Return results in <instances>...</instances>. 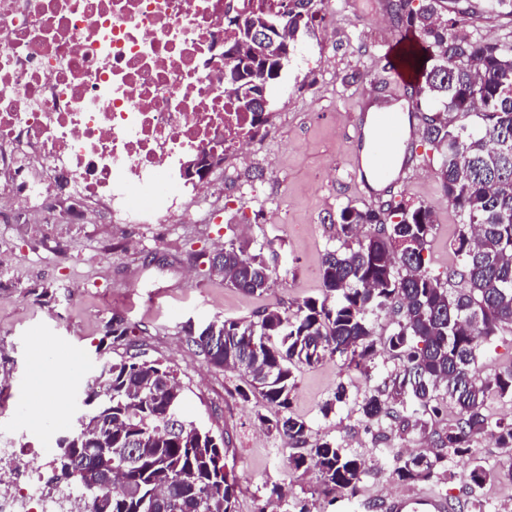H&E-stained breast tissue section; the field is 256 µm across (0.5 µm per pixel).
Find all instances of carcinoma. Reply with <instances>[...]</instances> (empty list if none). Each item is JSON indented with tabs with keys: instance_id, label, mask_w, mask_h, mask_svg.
Segmentation results:
<instances>
[{
	"instance_id": "obj_1",
	"label": "carcinoma",
	"mask_w": 512,
	"mask_h": 512,
	"mask_svg": "<svg viewBox=\"0 0 512 512\" xmlns=\"http://www.w3.org/2000/svg\"><path fill=\"white\" fill-rule=\"evenodd\" d=\"M396 26L420 38L407 63L420 72L411 89L422 137L438 163L440 188L456 210L460 229L451 242L458 264L445 277L427 271L425 251L436 226L427 206L400 201L378 208L346 205L336 211L342 238L321 264L322 296L309 298L290 313L266 307L249 321L216 320L184 332L206 362L246 377L250 391L278 408L275 419L260 417L289 449L295 470L314 469L321 484L355 497L366 473L365 460L330 440L311 439L308 421L290 411L296 371L326 354H337L364 373L379 354L403 361V377L362 399L368 421L391 419L402 430L426 432L442 410L439 392L453 387L455 419L432 431L428 454L399 452L393 473L405 483L448 479V457L471 452L487 437L510 452L503 463L512 479V422L487 411L492 399L512 402V360L484 376L481 345L512 334V42L462 31L473 14L443 18L447 0H387ZM314 0H288V51L314 21ZM277 14L261 12L242 20L230 45L240 59L226 64L239 85L257 84L271 95L278 71L288 67L280 53L263 43L277 35ZM473 116L470 125L458 116ZM372 231L360 238L359 227ZM217 274L230 286L262 295L273 269L263 252L229 243ZM390 308L396 320L378 338L370 312ZM257 332L277 342L251 344ZM132 328L112 318L105 336L126 339ZM347 397L339 383L321 407L323 417ZM183 387L173 370L157 360L130 353L106 362L85 384L88 412L56 439L49 483L80 488L99 485L105 511L88 498L84 512H236L238 480L226 470L224 439L186 420ZM496 477L475 462L470 490Z\"/></svg>"
}]
</instances>
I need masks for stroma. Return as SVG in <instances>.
Segmentation results:
<instances>
[{
  "mask_svg": "<svg viewBox=\"0 0 512 512\" xmlns=\"http://www.w3.org/2000/svg\"><path fill=\"white\" fill-rule=\"evenodd\" d=\"M319 9L273 93L279 129L271 155L239 174L240 184L254 186L253 195L220 208L210 221L194 214L176 224H115L98 210L77 224L19 212L0 219V256L13 274L11 287L0 288V432L21 442L41 476L50 473L56 437L81 410L87 375L136 350L174 370L186 419L223 437L227 466L239 483L237 512H255L276 486L289 498L309 500L313 512L326 507L315 472L292 469L283 441L261 424L275 408L245 395L239 374L209 366L183 332L189 323L200 328L248 320L268 305L292 312L304 299L320 297L322 257L339 244L337 207L368 203L351 178L357 162L352 142L363 100L403 93L396 73L382 71L379 61L402 32L389 18L387 0H324ZM431 156L422 135H415L399 181L376 201L403 199L435 213L426 258L430 271L443 275L456 263L450 243L459 219L440 190ZM296 224L307 225L308 234L295 235ZM231 241L263 251L275 271L274 288L252 296L210 274L208 254ZM115 317L133 332L112 343L104 334ZM38 353L47 357V375L61 386L66 408L64 422L44 428L31 421ZM401 369V361L382 356L364 377L343 357L328 355L297 373L292 412L309 421L314 438L336 440L368 462L359 495L338 493L335 512H386L392 499L427 489L399 482L392 456L400 449L427 452L431 434L402 432L390 419L369 423L358 410L365 393ZM340 382L348 388L345 403L322 417L321 406Z\"/></svg>",
  "mask_w": 512,
  "mask_h": 512,
  "instance_id": "stroma-1",
  "label": "stroma"
}]
</instances>
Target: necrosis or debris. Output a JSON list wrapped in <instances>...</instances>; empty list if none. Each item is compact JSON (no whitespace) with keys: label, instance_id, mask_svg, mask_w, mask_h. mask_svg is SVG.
Segmentation results:
<instances>
[{"label":"necrosis or debris","instance_id":"obj_1","mask_svg":"<svg viewBox=\"0 0 512 512\" xmlns=\"http://www.w3.org/2000/svg\"><path fill=\"white\" fill-rule=\"evenodd\" d=\"M278 0H0V197L44 210L59 194L103 206L116 224H171L214 210L247 154L274 127L224 89L227 15ZM224 155L219 180L184 174L188 157ZM0 512L83 505L45 493L26 455L0 440Z\"/></svg>","mask_w":512,"mask_h":512}]
</instances>
